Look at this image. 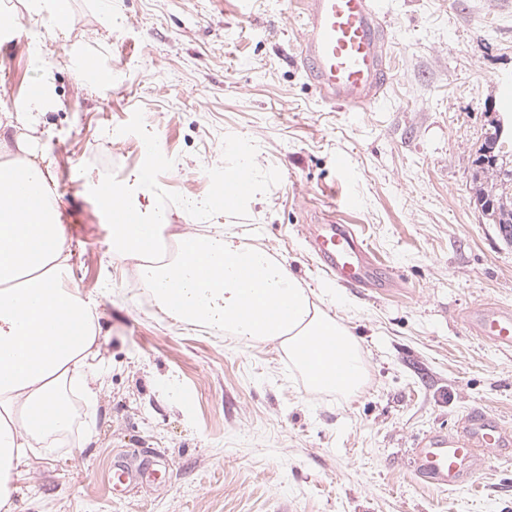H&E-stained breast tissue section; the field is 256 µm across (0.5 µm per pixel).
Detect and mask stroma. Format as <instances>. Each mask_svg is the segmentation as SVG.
Returning a JSON list of instances; mask_svg holds the SVG:
<instances>
[{
    "instance_id": "obj_1",
    "label": "stroma",
    "mask_w": 512,
    "mask_h": 512,
    "mask_svg": "<svg viewBox=\"0 0 512 512\" xmlns=\"http://www.w3.org/2000/svg\"><path fill=\"white\" fill-rule=\"evenodd\" d=\"M111 3L107 18L98 0H70L64 38L24 0H0L17 27L0 42V114L38 83L28 46L41 42L56 105L38 116V145L55 160L72 283L111 289L95 429L73 401L65 444L16 478L17 512H512V457L465 494L423 488L403 457L477 404L512 427V353L460 321L486 301L512 308V245L471 190L475 151L512 83V0H384L391 79L372 112L326 105L296 65L300 0ZM74 47L113 81L76 82ZM147 138L165 159L157 186L174 231L223 225L314 291L331 289L326 307L367 364L358 393L311 389L279 342L176 322L138 289L91 187L142 168ZM244 149L247 194L202 216L186 210L223 188ZM348 194L357 210L341 208ZM330 204L360 225L393 288H345L317 266L305 227ZM147 451L162 481L113 496L115 462Z\"/></svg>"
}]
</instances>
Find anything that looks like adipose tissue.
I'll return each mask as SVG.
<instances>
[{"mask_svg": "<svg viewBox=\"0 0 512 512\" xmlns=\"http://www.w3.org/2000/svg\"><path fill=\"white\" fill-rule=\"evenodd\" d=\"M17 148L0 162V512H16L21 468L53 453L65 437L69 393L95 411L106 367L101 301L70 285L52 162L25 137ZM93 192L104 211L135 212L134 223L113 225L112 252L136 260L139 286L160 310L246 343L280 341L312 387H325L333 375L346 395L364 385L368 371L356 337L265 248L217 226L204 235L176 234L169 259L150 260L145 236H161L171 219L147 170L98 181ZM327 341L337 356L324 352Z\"/></svg>", "mask_w": 512, "mask_h": 512, "instance_id": "ef3b65f1", "label": "adipose tissue"}]
</instances>
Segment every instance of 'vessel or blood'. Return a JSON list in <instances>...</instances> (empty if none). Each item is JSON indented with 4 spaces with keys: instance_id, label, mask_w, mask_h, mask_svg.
<instances>
[{
    "instance_id": "obj_1",
    "label": "vessel or blood",
    "mask_w": 512,
    "mask_h": 512,
    "mask_svg": "<svg viewBox=\"0 0 512 512\" xmlns=\"http://www.w3.org/2000/svg\"><path fill=\"white\" fill-rule=\"evenodd\" d=\"M299 60L320 99L349 112H370L388 80V16L382 0H301ZM306 242L319 266L348 287L372 285L377 263L362 234L323 213L306 227ZM468 331L501 351L512 352V309L487 303L472 308ZM512 454V429L483 407L470 408L456 430L415 438L406 465L422 486L437 491L470 489L491 459ZM159 463L143 457L112 474L122 495L135 483L160 478Z\"/></svg>"
}]
</instances>
